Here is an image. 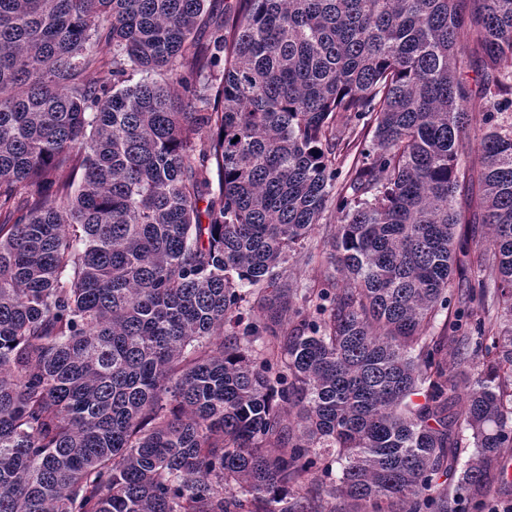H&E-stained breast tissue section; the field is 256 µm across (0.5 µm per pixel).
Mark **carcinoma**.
<instances>
[{"mask_svg": "<svg viewBox=\"0 0 512 512\" xmlns=\"http://www.w3.org/2000/svg\"><path fill=\"white\" fill-rule=\"evenodd\" d=\"M207 2L0 0V512H457L512 447V0ZM209 12L200 22L196 31L198 41L205 44L209 41L214 27L224 20V6L231 3L230 0H217L210 2ZM362 128H363V124H360V126L356 128L354 133H351V131L346 130V132L344 134L345 140L352 141L353 139H355V142H357L356 145H360V144L361 145L358 148L353 147L351 150H348L347 152L344 153L343 160L338 165L339 171L341 172L340 178L338 180L339 182H341L343 180L347 170L356 161V159L359 155V150L362 148V144H363L364 140L367 139V141H369L372 137L373 130L371 128H367V129H362ZM357 139H359V140L357 141ZM323 241L320 236H316L307 244L302 252L312 253L314 258L307 262L300 258H293L288 264V274L294 282H297L299 288H320L322 280V272L325 264L321 265V253L323 252Z\"/></svg>", "mask_w": 512, "mask_h": 512, "instance_id": "cac0c4a2", "label": "carcinoma"}]
</instances>
